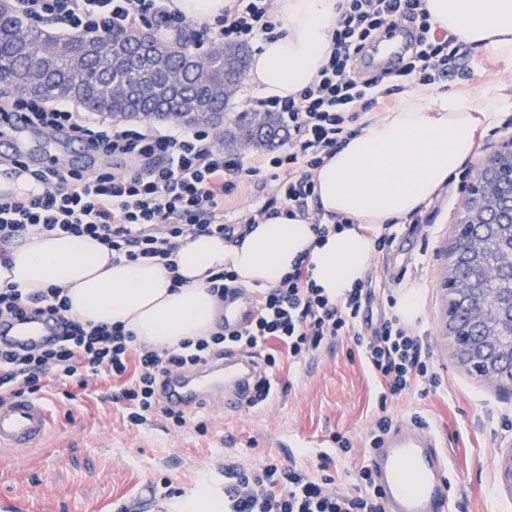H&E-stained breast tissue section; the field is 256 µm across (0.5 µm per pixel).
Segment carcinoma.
<instances>
[{"label": "carcinoma", "instance_id": "obj_1", "mask_svg": "<svg viewBox=\"0 0 512 512\" xmlns=\"http://www.w3.org/2000/svg\"><path fill=\"white\" fill-rule=\"evenodd\" d=\"M112 40L129 57L147 45L153 56L162 59V66L153 75L157 87L153 95L122 100L113 97V87L136 81L137 73L116 65L114 51L106 49L107 37L75 35L71 39L74 53L68 55L48 43L43 33L25 19L9 13L0 14V69L17 83L38 79L41 96L64 99L78 93L91 112L149 115L155 105L167 103L170 111L184 114L188 123L208 125L212 116L224 112L238 89V81L224 79V64L231 65L241 76L247 68L248 56L242 54L247 49L244 44H223L219 46L222 53L194 65L179 47V39L163 42L146 32L117 30ZM174 70L183 73L184 88L178 98L169 96L166 88L167 73ZM283 131L281 120L272 113L241 112L234 128L228 131V141L263 140L272 147L283 139Z\"/></svg>", "mask_w": 512, "mask_h": 512}]
</instances>
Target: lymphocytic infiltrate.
Wrapping results in <instances>:
<instances>
[{
  "label": "lymphocytic infiltrate",
  "mask_w": 512,
  "mask_h": 512,
  "mask_svg": "<svg viewBox=\"0 0 512 512\" xmlns=\"http://www.w3.org/2000/svg\"><path fill=\"white\" fill-rule=\"evenodd\" d=\"M12 6L22 17L66 38L116 29L178 32L187 25L168 0H12ZM398 25L417 32L400 72L406 86L471 80L486 66L455 35L434 24L426 0H341L332 46L315 80L295 97L248 96L250 106L279 115L288 131L286 150H264L249 159L217 148L204 129L163 130L150 124L117 129L67 104L49 109L34 98L1 100L0 117L19 112L30 127L67 131L96 155L117 159L118 165L92 173L31 170L41 193L0 194V245L26 235L89 236L111 251L113 261L166 263L187 235L230 240L245 224L262 223L278 210L309 220L318 237H327L330 225L309 212L314 172L354 135V123L391 95L381 78L355 76L354 62L367 44ZM275 29L274 0H237L216 20L199 22L196 39L202 44L251 45ZM267 169L278 183L279 209L262 207L249 211L244 224L225 223V199ZM309 266L308 255H300L278 285L257 292L258 313L244 329L219 331L177 350L136 343L121 325L92 326L69 319L68 299L60 288L28 296L0 288V322L47 314L61 328L57 344L46 349L0 346V396L20 390L38 395L52 382L84 389L105 375L117 380L112 399L127 406L130 424H145L160 411L180 427L184 415L162 409L159 401V389L172 371L194 369L229 348L263 352L267 373L255 388V400L263 405L273 395V376L281 365L298 366L324 342L337 338L354 343L382 397L425 396L440 387L428 346L398 314L389 313L373 332L365 331V283L333 300L317 287ZM224 512L385 510L369 466H361L354 482L346 485L332 475L269 458L249 468L225 463Z\"/></svg>",
  "instance_id": "lymphocytic-infiltrate-1"
}]
</instances>
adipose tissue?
<instances>
[{
	"mask_svg": "<svg viewBox=\"0 0 512 512\" xmlns=\"http://www.w3.org/2000/svg\"><path fill=\"white\" fill-rule=\"evenodd\" d=\"M340 0H275L278 26L252 56L247 80L265 96H295L316 77L332 44ZM433 22L464 43L512 63V0H427ZM512 110V88L480 94L421 86L382 118L368 121L313 176L324 215L345 219L318 239L301 218L274 216L228 241L187 237L175 251L176 271L153 260L113 262L91 237L37 236L9 247L0 288L29 295L64 288L68 317L122 325L137 342L173 349L214 333L220 303L209 290L229 270L239 285L270 288L309 253L312 278L333 299L362 280L374 251L364 225L408 217L427 204L449 175L470 159L479 128Z\"/></svg>",
	"mask_w": 512,
	"mask_h": 512,
	"instance_id": "adipose-tissue-1",
	"label": "adipose tissue"
}]
</instances>
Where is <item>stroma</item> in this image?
<instances>
[{
  "instance_id": "35a3bbf8",
  "label": "stroma",
  "mask_w": 512,
  "mask_h": 512,
  "mask_svg": "<svg viewBox=\"0 0 512 512\" xmlns=\"http://www.w3.org/2000/svg\"><path fill=\"white\" fill-rule=\"evenodd\" d=\"M270 172L227 201L226 219L238 222L249 209L276 194ZM463 199L456 186L439 192L422 210L417 231L397 227L387 255H373L366 279L380 283L369 317L379 322L404 287H423L421 311L413 331L426 336L442 377L427 396L412 394L387 403L394 422L425 414L445 436L452 455L450 493L458 512H512V495L498 483V470L512 450V393L484 384L456 356L446 330L448 292L444 281L452 257L450 233ZM287 389L266 411L225 413L200 409L185 427L162 416L129 425L123 405L113 403L112 384L98 378L67 399L56 385L43 399L55 424L45 441L23 452L0 451V512L23 500L27 512H120L136 506L140 490L171 479L173 488L199 487L204 476L221 483L218 467L232 459L249 467L274 457L287 461L286 433L341 434L360 443L379 411L380 390L347 340L324 345L289 372H280ZM207 423L198 432V423Z\"/></svg>"
}]
</instances>
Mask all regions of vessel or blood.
Segmentation results:
<instances>
[{
  "instance_id": "obj_1",
  "label": "vessel or blood",
  "mask_w": 512,
  "mask_h": 512,
  "mask_svg": "<svg viewBox=\"0 0 512 512\" xmlns=\"http://www.w3.org/2000/svg\"><path fill=\"white\" fill-rule=\"evenodd\" d=\"M257 312L252 296L225 300L224 324L246 325ZM8 339L23 346L48 342L54 330L43 320H14L0 328ZM258 381L257 362L249 353L235 350L223 360L189 374H174L164 397L167 406L194 411L204 407L250 405ZM52 418L45 403L23 394L0 402V448L24 451L36 447L47 436ZM296 447L314 448L319 458L335 454L332 439L322 435L296 438ZM370 469L382 495L386 512H457L449 492V461L442 452L439 434L417 424L390 429L370 455Z\"/></svg>"
}]
</instances>
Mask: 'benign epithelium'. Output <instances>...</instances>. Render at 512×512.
<instances>
[{
    "label": "benign epithelium",
    "instance_id": "1",
    "mask_svg": "<svg viewBox=\"0 0 512 512\" xmlns=\"http://www.w3.org/2000/svg\"><path fill=\"white\" fill-rule=\"evenodd\" d=\"M512 136L501 139L485 162L474 168L471 185L455 226L454 263L469 270L450 289L448 335L459 361L489 386L512 391V343L501 341L504 324L512 325Z\"/></svg>",
    "mask_w": 512,
    "mask_h": 512
}]
</instances>
